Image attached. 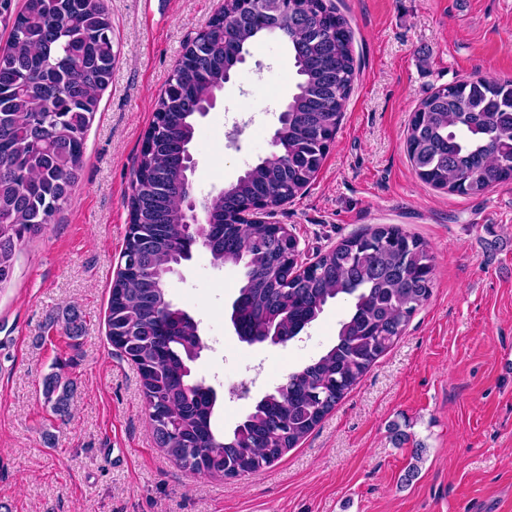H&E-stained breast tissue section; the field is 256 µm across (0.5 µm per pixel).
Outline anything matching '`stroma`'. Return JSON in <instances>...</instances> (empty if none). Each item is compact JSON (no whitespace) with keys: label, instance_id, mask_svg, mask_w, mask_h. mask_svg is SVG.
<instances>
[{"label":"stroma","instance_id":"obj_1","mask_svg":"<svg viewBox=\"0 0 512 512\" xmlns=\"http://www.w3.org/2000/svg\"><path fill=\"white\" fill-rule=\"evenodd\" d=\"M224 0H107L117 63L87 133L68 202L0 284V512H512V182L485 194L423 184L406 131L438 88L512 79V0H334L360 70L311 183L267 216L306 262L351 234L394 224L433 254L432 295L398 341L316 428L264 471L181 469L158 448L136 365L112 347L106 312L129 225L126 196L158 94L186 42ZM285 42L260 41L200 118L194 191L235 182L271 150L295 90ZM243 269L196 246L167 282L199 325L192 377L218 394L231 434L257 401L336 338L347 300L284 344L240 341L230 320ZM77 310L71 347L56 318ZM263 379L246 383V364ZM73 381L69 416L45 377Z\"/></svg>","mask_w":512,"mask_h":512}]
</instances>
